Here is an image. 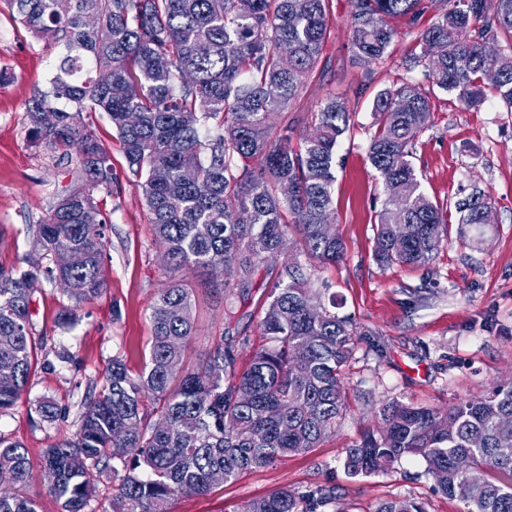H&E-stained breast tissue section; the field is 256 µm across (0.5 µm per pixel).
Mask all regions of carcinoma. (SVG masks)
I'll return each instance as SVG.
<instances>
[{
    "label": "carcinoma",
    "mask_w": 512,
    "mask_h": 512,
    "mask_svg": "<svg viewBox=\"0 0 512 512\" xmlns=\"http://www.w3.org/2000/svg\"><path fill=\"white\" fill-rule=\"evenodd\" d=\"M329 0H3L35 36L59 44L49 92L27 106L31 141L72 151L85 184L64 195L37 225L45 257L86 254L64 272L72 305L60 319L98 298L106 284L109 220L94 196L117 183L110 153L88 116L112 124L128 175L141 189L154 240L168 263L213 272L215 253L245 291L259 265L276 262L290 232L299 254L279 266L260 321L269 346L236 376L224 344L199 370L182 367L195 334L190 289L167 282L150 307L147 369L129 373L115 356L102 391L89 397L77 432L47 448L42 471L61 512H86L94 496L89 474L118 482L110 512H169L178 492L206 494L248 469L318 447L346 407L340 371L354 345L351 322L320 305L309 286L312 262L334 263L341 239L329 233L334 213L335 154L350 127L345 102L329 97L299 129L286 116L308 80L326 71ZM352 57L369 69L388 55L393 20L432 10L435 20L410 55L432 83L456 93L466 108L493 93L512 112V0L487 14L482 0H350ZM65 100L71 109L53 106ZM56 113L46 127L41 113ZM379 119L369 160L388 197L377 214L373 258L382 268L423 266L448 246V222L421 187L412 158L430 118L427 92L406 81L378 94ZM281 116L272 125V115ZM487 195L458 203V223L480 226ZM55 265L20 273L0 268V413L13 405L32 367L30 302ZM238 381L224 384L226 377ZM159 409L150 421L145 402ZM381 426L345 449L352 477L419 456L437 488L465 512H512V382L489 396L446 408L390 402ZM122 448L120 456L113 449ZM0 474L25 487L37 475L26 449L0 437ZM336 500L319 484L302 494L278 489L242 512H316ZM0 512H37L36 502L0 492ZM374 512H426L414 499L385 501Z\"/></svg>",
    "instance_id": "carcinoma-1"
}]
</instances>
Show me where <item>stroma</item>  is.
Returning <instances> with one entry per match:
<instances>
[{"label":"stroma","mask_w":512,"mask_h":512,"mask_svg":"<svg viewBox=\"0 0 512 512\" xmlns=\"http://www.w3.org/2000/svg\"><path fill=\"white\" fill-rule=\"evenodd\" d=\"M350 0H330V66L314 75L291 115L306 122L330 95L344 99L349 131L336 150L334 224L345 252L333 265H315L311 286L323 303H335L349 318L355 347L342 372L349 408L334 435L311 451L252 469L205 495L181 493L170 512H240L249 501L280 489L304 492L317 483L335 486L336 503L317 512H370L378 503L411 498L427 512H465L462 502L436 490L424 460L405 457L388 471L351 477L344 450L366 428L376 426L390 401L448 407L488 395L494 383L512 380V112L495 99L464 108L455 93L432 86L424 67L407 68L431 13L395 21L398 35L390 55L372 70L358 67L350 51ZM58 47L0 11V266L27 269L37 249L34 233L49 208L81 183L77 159L28 137L26 107L35 90H46L55 73ZM413 80L425 87L430 120L413 150V163L426 195L449 222L448 246L429 264L379 268L372 259L375 223L385 191L368 159L377 127L373 101L382 90ZM112 155L119 190L98 193L109 218L108 277L102 295L81 305L70 323L59 314L68 300L40 281L31 303L35 363L13 406L0 413V437L22 444L32 467L59 437L74 434L91 394L101 390L113 359L131 372L149 360L150 306L162 283L177 279L192 294L196 334L184 363L204 365L217 342L232 347L236 373L266 345L258 327L274 276L257 267L245 292L228 290L220 275L177 270L163 260L142 192L127 179L125 158L107 118H92ZM491 198L493 221L482 232L461 228L455 204L473 190ZM61 409L42 421L38 407Z\"/></svg>","instance_id":"35a3bbf8"}]
</instances>
